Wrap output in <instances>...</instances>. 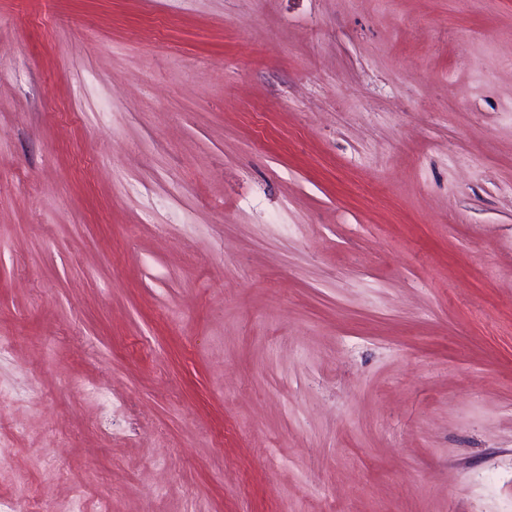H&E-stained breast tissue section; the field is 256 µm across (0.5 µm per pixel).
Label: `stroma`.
<instances>
[{
    "label": "stroma",
    "instance_id": "stroma-1",
    "mask_svg": "<svg viewBox=\"0 0 512 512\" xmlns=\"http://www.w3.org/2000/svg\"><path fill=\"white\" fill-rule=\"evenodd\" d=\"M512 0H0V506L512 512Z\"/></svg>",
    "mask_w": 512,
    "mask_h": 512
}]
</instances>
